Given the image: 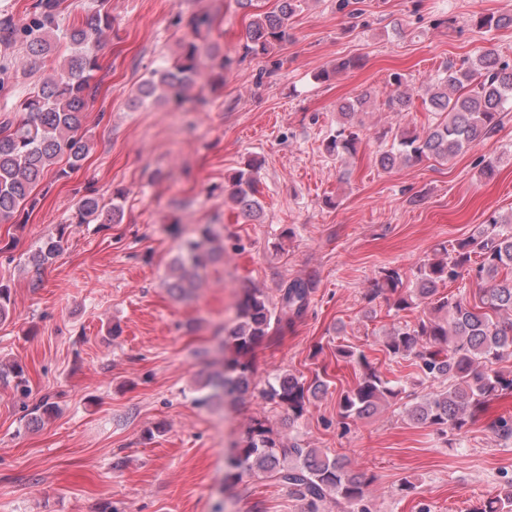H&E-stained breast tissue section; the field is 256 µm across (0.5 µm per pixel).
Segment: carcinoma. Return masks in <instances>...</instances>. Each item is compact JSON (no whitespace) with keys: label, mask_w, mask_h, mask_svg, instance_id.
I'll return each instance as SVG.
<instances>
[{"label":"carcinoma","mask_w":512,"mask_h":512,"mask_svg":"<svg viewBox=\"0 0 512 512\" xmlns=\"http://www.w3.org/2000/svg\"><path fill=\"white\" fill-rule=\"evenodd\" d=\"M59 0H38L39 18L24 29L27 57L47 59L58 37ZM299 0H279L276 10L251 15L246 28L244 54L268 55L288 41L290 20ZM108 0H96L92 13L66 33L71 54L59 60L52 73L20 101L19 116L0 122V224L16 221L34 209V188L45 174L63 158L66 176L79 169L91 150L85 131L86 111L99 89L96 79L101 66L97 44L112 31ZM201 47L196 40H184L173 62L151 71L140 84L132 104L158 101L170 92L193 89L200 67ZM394 93L387 99L392 112L406 111L411 94L406 79L391 78ZM371 94L365 92L339 103L336 135L326 144L327 152L342 165L347 164L359 142V113L366 111ZM422 105L435 113L436 122L423 131L401 130L391 145L379 151L377 165L390 171L400 163L435 159L448 162L467 151L474 143L497 131L512 108V64L500 59L492 49H484L460 67L444 68L422 96ZM259 163L247 162L231 178L232 204L251 221L261 218L263 208L257 194ZM123 211L119 203L106 209L91 192L75 206L74 224H118ZM66 226L48 231L31 255L35 272L52 262L63 250ZM215 234L206 226L198 235L183 241L180 254L170 265L167 288L184 298L200 286L199 270L221 257L224 247L212 245ZM473 279L479 285L478 301L461 293L444 294L439 285ZM313 283L296 279L279 289L274 303L264 289L247 285L237 305L235 323L227 329L231 357L206 384L209 391L200 403L235 394L241 401L252 397L281 408L292 428L307 411L311 400L328 390L326 371L308 378L296 374H276L256 381L255 358L259 347L281 337L288 326L306 311ZM382 298L395 313L405 312L428 301L430 312L416 323L397 325L383 344L391 360L413 366L421 381L438 382L442 387L411 404H402L408 419L417 427H434L441 433L460 435L469 422L491 399L512 391V373L505 374L493 364L512 356V218L490 216L480 231L451 246L435 249L417 266L414 282L407 284L395 267L379 271L373 287L364 295L367 304ZM336 356L360 368L353 388L338 400V416L347 426L379 410L398 404L403 388L384 378L362 350L336 347ZM12 375L15 386L28 394L23 368L14 363L0 364V378ZM499 442L512 444V416L499 417L491 425ZM235 480L270 479L288 489L301 503L303 512H327L333 501L340 512H371L368 487L371 477L347 466L340 457L331 458L318 448L296 439L286 445L280 432L265 420L254 418L237 455L231 460ZM477 512H512V478L493 498L484 501Z\"/></svg>","instance_id":"carcinoma-1"}]
</instances>
